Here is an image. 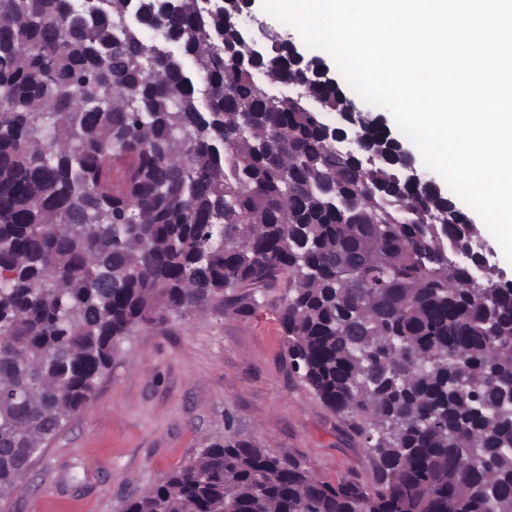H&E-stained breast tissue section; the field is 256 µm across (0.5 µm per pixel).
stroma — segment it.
Listing matches in <instances>:
<instances>
[{"mask_svg": "<svg viewBox=\"0 0 512 512\" xmlns=\"http://www.w3.org/2000/svg\"><path fill=\"white\" fill-rule=\"evenodd\" d=\"M284 287L136 328L94 396L0 498V512H119L210 443L235 434L334 482L373 481L363 440L294 376Z\"/></svg>", "mask_w": 512, "mask_h": 512, "instance_id": "1", "label": "stroma"}]
</instances>
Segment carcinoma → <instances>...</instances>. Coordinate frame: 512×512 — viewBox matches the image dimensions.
<instances>
[{
    "label": "carcinoma",
    "instance_id": "obj_1",
    "mask_svg": "<svg viewBox=\"0 0 512 512\" xmlns=\"http://www.w3.org/2000/svg\"><path fill=\"white\" fill-rule=\"evenodd\" d=\"M245 6L0 0V496L134 329L282 284L284 356L372 486L232 434L121 512H512V281L318 54L252 44Z\"/></svg>",
    "mask_w": 512,
    "mask_h": 512
}]
</instances>
